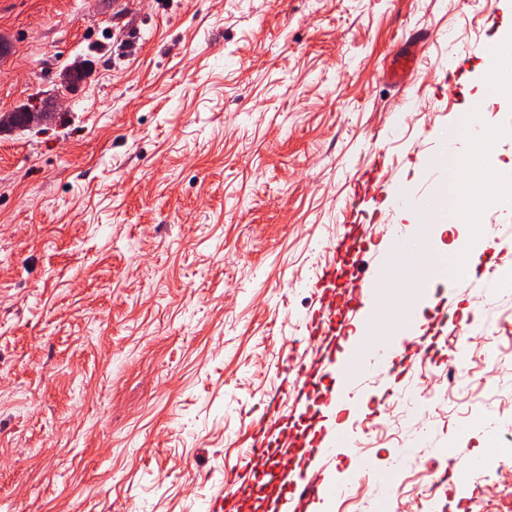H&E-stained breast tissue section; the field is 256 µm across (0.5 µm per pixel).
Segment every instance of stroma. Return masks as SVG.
Returning a JSON list of instances; mask_svg holds the SVG:
<instances>
[{"label":"stroma","mask_w":512,"mask_h":512,"mask_svg":"<svg viewBox=\"0 0 512 512\" xmlns=\"http://www.w3.org/2000/svg\"><path fill=\"white\" fill-rule=\"evenodd\" d=\"M510 25L512 0H0V113L95 65L51 124L0 133V512H209L251 423L289 424L288 360L355 222L379 336L408 306L434 335L414 386L452 359L467 374L395 478L415 421L370 350L352 366L364 405L337 407L322 378L306 423L357 429L361 455L337 450L324 475L351 489L314 512H364L386 479L389 512L414 490L423 512H512V489L486 492L512 472V283L484 291L512 274V198L478 163L444 206L466 113L507 128L512 180V94L479 72ZM416 31L399 91L383 70ZM451 245L473 276L427 279Z\"/></svg>","instance_id":"obj_1"}]
</instances>
